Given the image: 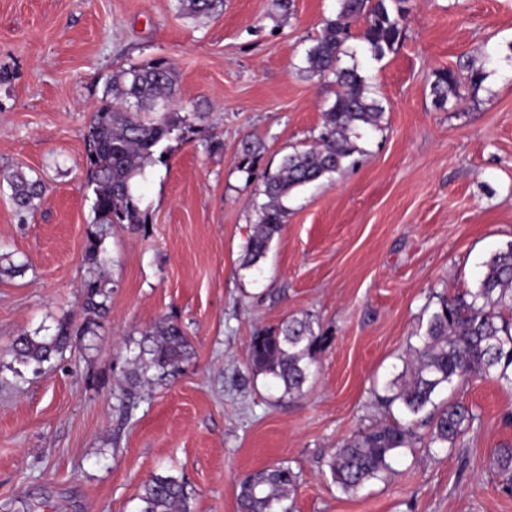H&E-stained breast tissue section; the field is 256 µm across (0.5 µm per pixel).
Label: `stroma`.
Segmentation results:
<instances>
[{"instance_id":"obj_1","label":"stroma","mask_w":512,"mask_h":512,"mask_svg":"<svg viewBox=\"0 0 512 512\" xmlns=\"http://www.w3.org/2000/svg\"><path fill=\"white\" fill-rule=\"evenodd\" d=\"M224 0L193 17L179 0H0V254L25 272L0 278V512H137L143 483L183 478L192 512H238L241 479L283 463L299 475L291 512H512L493 452L512 446V388L456 382L438 400L477 419L448 448H404L357 494L327 461L385 420L373 390L398 377L441 298L476 288L483 263L512 244V0H409L404 37L359 57L384 113L355 162L296 192L257 268L241 258L265 170L317 136L336 87L299 69L336 0ZM162 58L205 135L166 143L139 181L149 225L101 241L109 313L83 349L35 367L11 346L81 324L94 232L84 134L113 70ZM486 78L471 86L468 61ZM460 77L437 107L432 73ZM212 143H205V136ZM262 142L251 172L241 142ZM41 178L35 213L9 180ZM171 317L191 356L117 397L142 332ZM309 319L330 340L303 395L250 369L256 330Z\"/></svg>"}]
</instances>
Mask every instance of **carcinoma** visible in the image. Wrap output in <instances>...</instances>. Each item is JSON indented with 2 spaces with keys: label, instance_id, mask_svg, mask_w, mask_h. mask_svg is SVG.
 Listing matches in <instances>:
<instances>
[{
  "label": "carcinoma",
  "instance_id": "carcinoma-1",
  "mask_svg": "<svg viewBox=\"0 0 512 512\" xmlns=\"http://www.w3.org/2000/svg\"><path fill=\"white\" fill-rule=\"evenodd\" d=\"M183 10L209 15L222 0H180ZM336 16L306 50L300 73L307 78L333 76L335 98L323 113V123L312 145L285 155L278 167L263 174L260 194L253 204L257 221L241 266L252 268L265 257L288 216V198L297 190L330 179L345 163L362 152L361 131L379 124L384 108L371 96L365 75L357 65H342L349 55L346 44L360 42L362 53L382 59L402 40L409 15L407 0H336ZM362 22L359 35L351 25ZM432 94L439 106L459 97L458 76L450 68L433 72ZM203 112H180L174 68L159 58L120 67L107 81L99 105L84 134L87 188L91 189L92 223L98 228L127 224L138 229L148 223L139 206L134 183L149 164L162 163V143L188 132L205 130ZM261 149L257 141L242 142L240 167L250 170ZM17 211L33 213L41 205L44 186L17 173L11 180ZM101 234L88 240L85 260L91 276L84 281L81 307L87 320L77 332L71 323H59L53 336L22 334L13 344L16 361L38 366L63 354L73 339L93 333L96 318L109 311L108 279L102 271ZM512 244L484 263L478 287L444 298L431 315L420 345L410 348L402 373L386 384L377 403L397 407L402 418L386 419L344 441L331 456L332 479L345 493L390 470V460L403 448L422 444L445 448L454 445L472 426L474 415L457 404L439 406L433 396L455 380L494 378L512 386ZM329 341L307 318H288L275 328L257 331L251 338L250 365L256 374L272 379L285 396H298L312 374L315 355ZM139 353L126 361L129 369L119 395L124 411L145 385L163 384L175 376L191 353L181 325L171 317L160 319L138 342ZM426 427L428 432L420 433ZM494 461L512 475V448L495 450ZM298 487V475L276 465L247 475L239 483L238 512H288L283 503ZM138 512H191L186 482L172 475H154L138 496Z\"/></svg>",
  "mask_w": 512,
  "mask_h": 512
}]
</instances>
